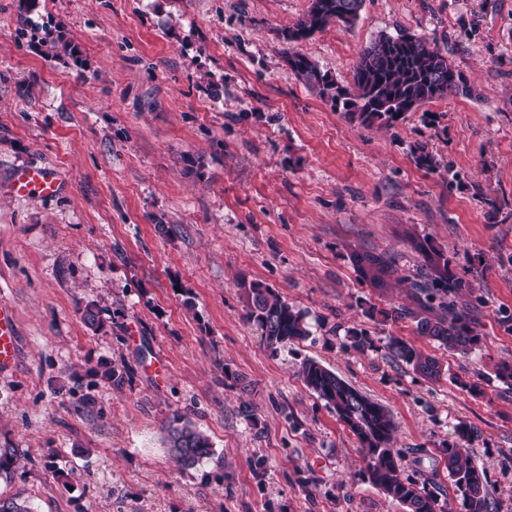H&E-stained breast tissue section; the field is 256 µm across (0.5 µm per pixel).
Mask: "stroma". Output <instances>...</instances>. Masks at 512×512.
Wrapping results in <instances>:
<instances>
[{
  "instance_id": "35a3bbf8",
  "label": "stroma",
  "mask_w": 512,
  "mask_h": 512,
  "mask_svg": "<svg viewBox=\"0 0 512 512\" xmlns=\"http://www.w3.org/2000/svg\"><path fill=\"white\" fill-rule=\"evenodd\" d=\"M308 6L0 0V303L19 336L0 446L20 453L0 494L34 512H404L302 382L313 358L389 410L402 476L434 481L448 512H465L451 443L484 471L487 512H512V393L496 376L512 363V0H365L353 24L286 42ZM399 32L437 44L470 93L366 128L288 63L304 54L347 86L361 52ZM422 150L435 169L417 166ZM27 165L66 191L14 195ZM411 235L472 285L469 355L384 318L406 288L359 276L362 252L419 269ZM253 282L304 311L310 336L269 348ZM352 327L373 348L346 347ZM392 336L435 357L440 380L391 357ZM176 414L212 444L190 468L164 443Z\"/></svg>"
}]
</instances>
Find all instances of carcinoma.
Wrapping results in <instances>:
<instances>
[{"label":"carcinoma","mask_w":512,"mask_h":512,"mask_svg":"<svg viewBox=\"0 0 512 512\" xmlns=\"http://www.w3.org/2000/svg\"><path fill=\"white\" fill-rule=\"evenodd\" d=\"M364 0H323L321 13H308L288 28L284 39L296 43L323 29L331 21L351 24L357 19ZM298 78L325 96L329 87L345 93L341 100L351 121L370 128L391 129L412 106L435 98L469 91L466 76L456 70L448 57L428 40L409 33L383 35L360 54L352 74V86L340 87L323 74L319 65L301 53L289 55ZM422 255L425 269L410 282L412 305L394 307L388 315L394 320L411 318L419 336L450 350L467 355L479 344L478 332L465 309L459 308V294L471 287L457 275L445 253L428 242H413ZM364 280L376 288L387 287L392 268L382 257L365 254L356 259ZM253 306L249 319L261 330L268 346L276 348L310 335L305 314L283 300L271 288L250 284ZM346 339L355 349L373 347L367 332L351 329ZM389 354L420 376L438 380L439 362L410 342L391 336L386 343ZM299 375L307 389L326 402L358 437L365 453L369 482L389 498L405 507V512H444L438 497L416 479L401 477L399 454L391 448L393 424L388 411L334 372L313 359L301 363ZM165 442L176 460L192 467L212 455L209 438L191 421L174 415L166 428ZM18 459V449L0 447V480L9 479ZM445 469L463 497L466 512H486L487 486L484 473L473 463L469 452L450 444L444 449ZM0 512H34L29 501L19 494L0 495Z\"/></svg>","instance_id":"obj_1"}]
</instances>
